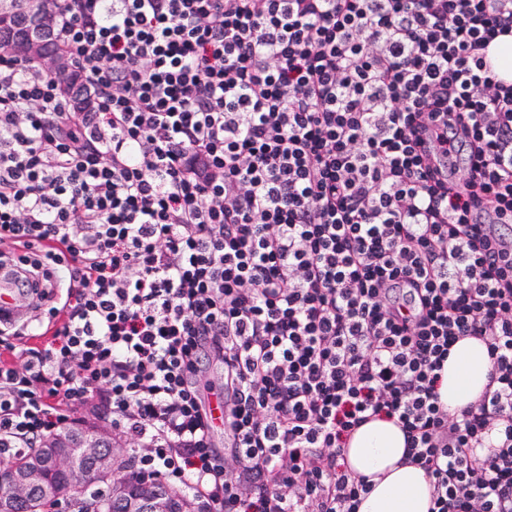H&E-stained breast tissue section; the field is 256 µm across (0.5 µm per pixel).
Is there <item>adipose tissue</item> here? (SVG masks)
I'll use <instances>...</instances> for the list:
<instances>
[{"label": "adipose tissue", "instance_id": "obj_1", "mask_svg": "<svg viewBox=\"0 0 512 512\" xmlns=\"http://www.w3.org/2000/svg\"><path fill=\"white\" fill-rule=\"evenodd\" d=\"M490 374L486 345L472 337L456 341L442 371L439 398L449 411L476 402ZM405 441L394 423L374 420L357 430L346 451L356 473L378 475L359 512H428L430 479L425 471L404 461Z\"/></svg>", "mask_w": 512, "mask_h": 512}]
</instances>
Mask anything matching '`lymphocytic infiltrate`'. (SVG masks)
I'll return each mask as SVG.
<instances>
[{
	"label": "lymphocytic infiltrate",
	"mask_w": 512,
	"mask_h": 512,
	"mask_svg": "<svg viewBox=\"0 0 512 512\" xmlns=\"http://www.w3.org/2000/svg\"><path fill=\"white\" fill-rule=\"evenodd\" d=\"M50 6L93 102L0 52V458L100 406L113 481L359 512L382 417L429 512H512V0ZM464 336L490 380L452 414ZM10 279L0 277V309H2V323L14 319V311L17 307L18 297L13 290ZM490 360L486 345L472 337H461L452 347L442 371L439 398L454 412L476 402L489 383Z\"/></svg>",
	"instance_id": "1"
}]
</instances>
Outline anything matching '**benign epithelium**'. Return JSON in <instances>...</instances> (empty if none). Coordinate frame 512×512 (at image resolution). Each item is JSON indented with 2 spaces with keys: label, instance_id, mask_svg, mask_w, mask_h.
<instances>
[{
  "label": "benign epithelium",
  "instance_id": "obj_1",
  "mask_svg": "<svg viewBox=\"0 0 512 512\" xmlns=\"http://www.w3.org/2000/svg\"><path fill=\"white\" fill-rule=\"evenodd\" d=\"M21 36L26 43L42 45L50 40L51 33L45 26V21L38 14L27 16ZM83 449L74 446L65 439L47 443L38 457L27 462L19 470L0 468V487L9 491V494L0 497V512H14L13 506L16 497L26 494L29 487L42 479L43 473L54 470L61 473H71L77 466V460ZM117 491L128 494L133 493L131 498L130 512H138L140 504L145 500H151L156 505L152 512H168L158 500L151 498V489L141 487L135 491L127 484L117 485Z\"/></svg>",
  "mask_w": 512,
  "mask_h": 512
}]
</instances>
